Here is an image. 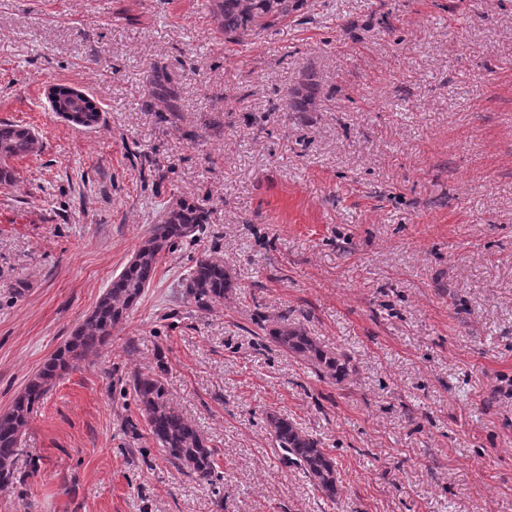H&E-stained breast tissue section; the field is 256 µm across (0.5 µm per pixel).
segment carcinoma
I'll list each match as a JSON object with an SVG mask.
<instances>
[{"label":"carcinoma","instance_id":"1","mask_svg":"<svg viewBox=\"0 0 512 512\" xmlns=\"http://www.w3.org/2000/svg\"><path fill=\"white\" fill-rule=\"evenodd\" d=\"M212 12L224 38L242 40L257 37L262 31L281 23L299 12L307 0H211ZM151 98L164 108H176L177 93L171 80L157 74L149 80ZM320 93L314 73H308L292 93V108L306 111ZM101 119L97 107L85 105L76 117L84 128L96 126ZM40 143L28 127L0 123V184L14 180L12 161L38 153ZM209 223V212L193 201L179 199L170 203L151 225L133 257L112 279L97 305L14 398L10 408L0 414V484L13 481V463L19 440L36 404L47 394L62 373L77 362L97 354L112 338V330L120 324L154 279L162 254L179 244L191 241ZM186 296L202 309L221 302L230 288L231 277L224 261L201 256L195 260L185 283ZM266 339L282 350L304 361L320 376L337 382L349 375L347 358L322 346L299 325L283 324L267 329ZM159 373L136 375L132 392L153 441L164 452L173 467L197 482L210 487L221 480L215 467L213 449L207 445L198 428L176 411ZM270 434L284 457L296 464L317 491L333 500L338 494L335 461L320 447L318 440L301 430L288 417L272 413L267 416Z\"/></svg>","mask_w":512,"mask_h":512}]
</instances>
